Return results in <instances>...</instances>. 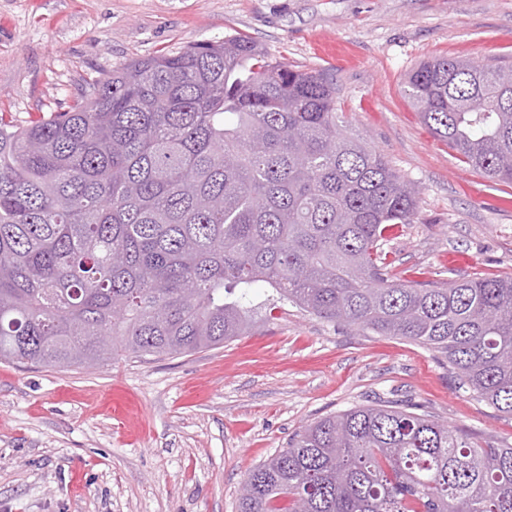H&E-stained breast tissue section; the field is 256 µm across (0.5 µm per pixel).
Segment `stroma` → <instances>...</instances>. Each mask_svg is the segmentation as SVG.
Masks as SVG:
<instances>
[{"instance_id":"35a3bbf8","label":"stroma","mask_w":512,"mask_h":512,"mask_svg":"<svg viewBox=\"0 0 512 512\" xmlns=\"http://www.w3.org/2000/svg\"><path fill=\"white\" fill-rule=\"evenodd\" d=\"M233 35L335 74L353 129L419 186L388 245L408 279L512 275V184L460 162L403 93L433 57L512 64V0H0V115L50 117L131 60ZM387 400L512 446V417L433 351L289 304L188 355L0 361V512H237L245 474L303 426Z\"/></svg>"}]
</instances>
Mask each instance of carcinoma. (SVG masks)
<instances>
[{"instance_id":"cac0c4a2","label":"carcinoma","mask_w":512,"mask_h":512,"mask_svg":"<svg viewBox=\"0 0 512 512\" xmlns=\"http://www.w3.org/2000/svg\"><path fill=\"white\" fill-rule=\"evenodd\" d=\"M404 93L512 183V66L435 58ZM419 204L349 131L333 76L242 36L133 60L66 112L0 117V359L187 355L289 302L428 347L512 416V276L399 279L386 245ZM244 487L239 512H512V447L386 401L310 423Z\"/></svg>"}]
</instances>
